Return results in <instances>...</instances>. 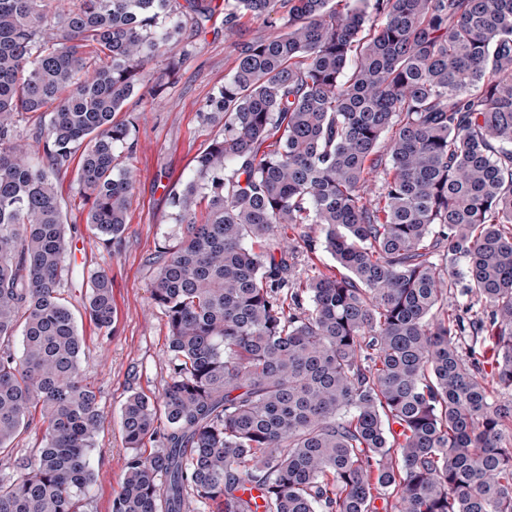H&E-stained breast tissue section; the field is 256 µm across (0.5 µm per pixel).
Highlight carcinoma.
Here are the masks:
<instances>
[{
	"label": "carcinoma",
	"mask_w": 512,
	"mask_h": 512,
	"mask_svg": "<svg viewBox=\"0 0 512 512\" xmlns=\"http://www.w3.org/2000/svg\"><path fill=\"white\" fill-rule=\"evenodd\" d=\"M213 0H0V456L40 411L41 447L0 475V512H84L103 416L61 292L55 176L100 240L134 187L135 93L191 54ZM283 30L241 44L200 112L220 124L167 201L158 255L169 382L121 408L112 512H512V0H224ZM31 121L34 141L20 130ZM341 270L290 278L288 228ZM442 257L443 264L434 261ZM85 311L112 326V280ZM486 344V361L464 354ZM160 437V450L141 452Z\"/></svg>",
	"instance_id": "cac0c4a2"
}]
</instances>
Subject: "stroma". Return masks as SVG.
<instances>
[{
  "mask_svg": "<svg viewBox=\"0 0 512 512\" xmlns=\"http://www.w3.org/2000/svg\"><path fill=\"white\" fill-rule=\"evenodd\" d=\"M192 54L180 61L156 103L132 99L138 113L136 153L124 162L135 175L127 224L120 238L106 244L87 223V207L73 172L60 176L73 248L67 258L72 272L62 291L70 309L80 315L85 344L79 367L98 397L103 425L94 439L90 465L94 480L85 512H112L129 454L119 417L126 397L134 392L161 399L169 381L168 324L152 299L150 288L159 250L182 232L170 218L166 189L190 174L195 157L207 146L214 127L202 122L200 106L233 71L238 49L224 39L223 17L201 22ZM103 271L112 279L115 318L111 329H97L83 319L88 285L82 270Z\"/></svg>",
  "mask_w": 512,
  "mask_h": 512,
  "instance_id": "35a3bbf8",
  "label": "stroma"
}]
</instances>
